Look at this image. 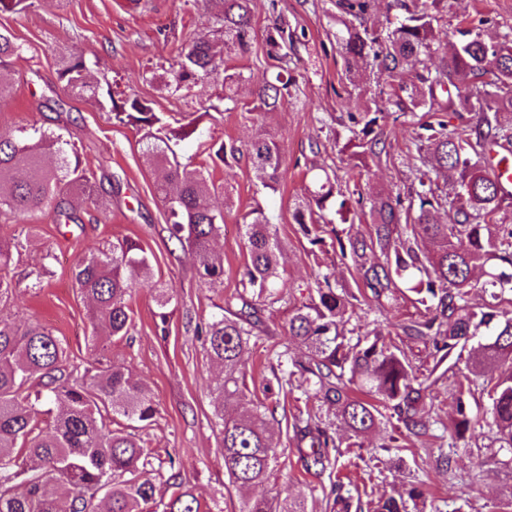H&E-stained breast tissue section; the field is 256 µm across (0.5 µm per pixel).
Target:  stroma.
<instances>
[{
	"label": "stroma",
	"mask_w": 512,
	"mask_h": 512,
	"mask_svg": "<svg viewBox=\"0 0 512 512\" xmlns=\"http://www.w3.org/2000/svg\"><path fill=\"white\" fill-rule=\"evenodd\" d=\"M220 0H34L25 13H0V29L9 30L21 47L15 58L10 97L0 100V131L38 123L67 127L84 166L97 176H115L118 189L107 193L106 218L96 210H80V223L56 224L52 213L36 216L37 231L19 261L9 268L18 288L6 308L20 325L37 322L63 337L70 361L84 368L109 360L128 367L150 388L158 413L152 425L139 434L164 464L157 474V495L172 492L171 472L189 486L203 512H237L244 496L224 474L221 437L213 428L212 379L217 366L193 333L196 321L217 314L225 297L239 290L245 243L236 222L238 214L259 204L275 217L274 227L285 254L283 280L294 302L307 299L318 276L329 275L337 288L357 292L362 282L341 261L338 246H313L292 219L294 202L301 196L310 169L329 167L340 182H353L362 195L388 188L408 195L415 187L417 153L412 144L417 122L425 119L426 106L400 111L390 100L384 78L369 72L358 83L346 76L342 51L336 42V0H254V37L245 55H231L228 64L241 70L246 81L239 88L240 109L225 113L222 121L200 122L196 132L180 142L181 158L209 168L223 192L213 198L226 209L224 233L216 248L224 258V285L210 288L198 278L192 253L171 238L165 207L154 191V177L144 162L132 128L114 125L106 111L89 101L72 97L59 82L61 57L84 54L92 81L110 87L115 99L138 96L151 101L155 111L181 116L200 111L215 100L222 82L210 79L181 98L164 86L178 49L200 36H214ZM478 23L486 43L512 38V0H447L440 24L455 31L462 19ZM288 32V65L292 80L285 105L258 115L246 111L255 85L274 79L277 68L267 55L266 31L273 20ZM380 109L387 156L356 165L344 152L351 112ZM264 133L276 140L286 160L277 192L256 193L257 173L247 158L231 165L211 160L220 144H244ZM115 237L138 241L150 254L156 281L171 286L176 296L167 333L156 328L157 310L149 289H140L130 304L135 326L123 340L102 343L92 334L88 300L71 281V267L84 253L102 248ZM52 254L53 275L43 288H29L28 273ZM411 295L380 309L358 303L348 326L356 333L388 334L398 324L417 318ZM267 329L250 341L244 355L247 386L261 393L273 373L265 357L269 349L289 347L302 356V347L288 335V305L280 303L265 313ZM457 398L454 374L433 390V434L409 442L404 448H387L392 433L388 421L363 438L361 446L339 447L338 464L330 475L304 471L293 441V417L310 410L335 431L346 429L329 404L307 398L292 388L280 399L271 430L282 443V456L274 475L262 486L273 497L289 491L302 493L309 512H332L330 485L341 480L361 501L405 491L421 482L425 499L410 503L408 512H500L512 497V450L491 442L488 435L468 434L439 444L438 434L449 426ZM451 458L443 466L441 455ZM174 466H166V459Z\"/></svg>",
	"instance_id": "obj_1"
}]
</instances>
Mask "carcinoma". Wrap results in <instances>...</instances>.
I'll return each mask as SVG.
<instances>
[{"label":"carcinoma","mask_w":512,"mask_h":512,"mask_svg":"<svg viewBox=\"0 0 512 512\" xmlns=\"http://www.w3.org/2000/svg\"><path fill=\"white\" fill-rule=\"evenodd\" d=\"M251 0H224L219 32L222 37H198L180 50L171 66L166 87L173 95L188 97L200 82L223 76L224 94L186 124L174 125L173 117L155 112L151 103L138 97L116 102L87 78L83 55L60 60L58 80L66 91L95 103L112 114L115 125L131 127L139 135L142 155L159 171L155 192L164 203L166 223L173 238L195 255L197 273L211 288L224 285V259L213 250V241L224 232L225 215L210 198L218 190L210 172L178 160L171 143L182 141L208 119L219 122L224 112L239 107L235 88L244 81L233 71L226 56L248 52L253 40ZM442 0H423L408 9L406 0L394 5L406 16L385 35L370 30L367 20L373 0H336L337 21L343 28L336 40L348 66V79L362 78L361 65L373 64L394 86L419 56L455 38L452 52L438 66H422L417 83L399 90L409 92L412 104L428 106L430 119L417 123L414 145L421 158L416 169L418 188L409 203L389 190L369 200L371 221L368 237H336L342 259L361 274L363 287L379 307L389 305L405 290L425 313L399 325L387 339L366 332L364 338L347 336L354 303L366 297L340 290L324 275L308 301L291 308L288 336L305 347L302 358L289 348L274 353L281 375L277 387H262L264 399L247 398V372L243 356L251 336L265 328L264 312L285 300L281 292L284 256L272 218L259 205L241 216L247 259L240 271L242 290L231 294L222 313L197 323L195 335L204 337L211 360L222 368L213 379L214 415L224 447V470L229 482L240 488L265 485L280 456L269 430L283 391L299 377L308 396L336 407V417L350 431L353 445L377 425L381 409L393 412L403 424L405 437H421L432 427L424 404L425 392L453 368L457 349L477 337L488 340L473 349L467 361L469 374L457 378L458 397L452 424L458 437L475 427L465 395L469 375L499 370L487 382L490 401L485 424L495 442L512 448V309L502 298L512 293V229L494 232V215L507 199L504 185L490 170L489 145L512 143V124L500 121L512 115V39L486 43L480 33L460 27L448 33L436 14ZM267 55L279 62L275 81L254 91L250 111L274 112L284 105L288 82V47L284 29L277 23L267 29ZM20 46L9 31L0 30V98L11 92L4 72ZM469 77L476 79L468 96L455 99L449 87ZM475 113V120L449 126L447 112L457 108ZM383 115L360 112L348 115L350 137L345 144L355 155L378 159L387 146L377 129ZM245 154L252 162L261 187L278 190L284 160L273 139L259 135L244 145H222L216 156L227 161ZM452 174L451 190L434 176ZM338 176L325 168L311 175L306 196L295 203L292 218L313 246L325 244V227L332 223L324 211L336 196L340 210H349V198L336 187ZM103 180L82 166L77 149L55 130L31 126L0 131V217L13 214L34 217L53 211L64 223L79 221L78 208L86 204L103 216L100 192ZM448 211L449 223H440L434 211ZM31 224H20L8 236H0V305L6 304L17 285L6 270L13 255H22L30 243ZM380 261L367 264L369 255ZM477 267H486L487 279L472 280ZM81 294L91 301L89 319L93 335L105 341L122 339L134 326L129 306L132 293L148 288L154 293L155 316L161 328L168 325L174 292L157 288L153 264L142 245L130 238H115L98 253L80 255L71 269ZM480 287L491 302L476 308L471 291ZM512 303V300L506 301ZM423 342L434 364L420 378L402 347L404 339ZM66 341L41 325L21 328L0 315V512H149L156 503L154 456L140 436L127 428H114L116 418L151 424L157 414L150 388L121 364L79 370L67 366ZM244 402L233 416L224 413V402ZM45 404L57 413L42 425ZM300 458L306 469L322 473L335 467L330 449L340 447L335 433L310 412L295 418L293 427ZM336 512H351L353 496L338 482L331 486ZM425 497L415 485L406 494L380 498L372 512H407L405 498ZM162 512H201V504L187 488H178L162 503ZM238 512H308L302 495L282 499L256 495L244 498Z\"/></svg>","instance_id":"cac0c4a2"}]
</instances>
